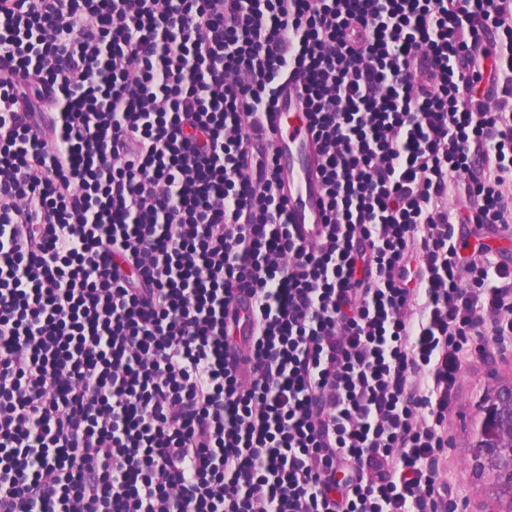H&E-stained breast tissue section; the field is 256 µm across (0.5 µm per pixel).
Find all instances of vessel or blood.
<instances>
[{"label":"vessel or blood","instance_id":"b4317fda","mask_svg":"<svg viewBox=\"0 0 512 512\" xmlns=\"http://www.w3.org/2000/svg\"><path fill=\"white\" fill-rule=\"evenodd\" d=\"M270 124L276 131L284 194L292 221L304 234L313 235L317 224L323 221L319 148L306 128L304 105L295 88L283 91Z\"/></svg>","mask_w":512,"mask_h":512}]
</instances>
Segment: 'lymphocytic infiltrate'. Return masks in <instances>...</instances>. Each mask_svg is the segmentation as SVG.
I'll list each match as a JSON object with an SVG mask.
<instances>
[{
	"mask_svg": "<svg viewBox=\"0 0 512 512\" xmlns=\"http://www.w3.org/2000/svg\"><path fill=\"white\" fill-rule=\"evenodd\" d=\"M509 231L512 0H0V512H448ZM287 116L288 119L296 117L298 122L296 126L288 124L285 132ZM270 124L276 130L284 195L288 199L293 224H299L302 232L311 236L316 232V224L324 221L319 148L307 131L304 105L292 85L281 94Z\"/></svg>",
	"mask_w": 512,
	"mask_h": 512,
	"instance_id": "obj_1",
	"label": "lymphocytic infiltrate"
}]
</instances>
